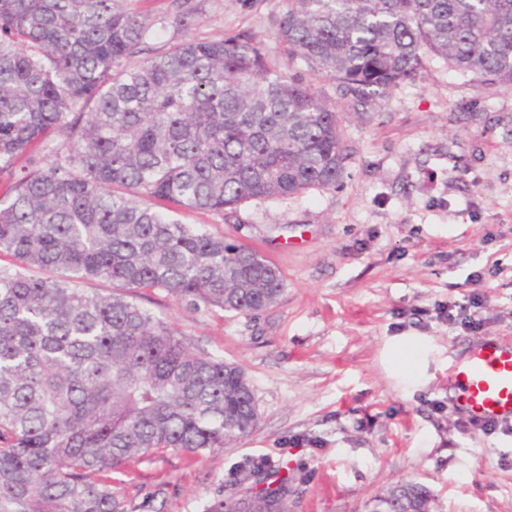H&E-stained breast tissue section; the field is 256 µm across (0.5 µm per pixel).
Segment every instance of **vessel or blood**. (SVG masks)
<instances>
[{
    "label": "vessel or blood",
    "mask_w": 512,
    "mask_h": 512,
    "mask_svg": "<svg viewBox=\"0 0 512 512\" xmlns=\"http://www.w3.org/2000/svg\"><path fill=\"white\" fill-rule=\"evenodd\" d=\"M449 382L455 408L476 424H512V340L485 341L465 362L453 365Z\"/></svg>",
    "instance_id": "obj_1"
}]
</instances>
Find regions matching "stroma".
<instances>
[{"label":"stroma","instance_id":"35a3bbf8","mask_svg":"<svg viewBox=\"0 0 512 512\" xmlns=\"http://www.w3.org/2000/svg\"><path fill=\"white\" fill-rule=\"evenodd\" d=\"M196 2L197 27L158 29L154 49L248 32L284 60L271 23L282 0ZM424 64L363 106L311 78L350 152L338 186L245 202L230 224L180 213L271 258L285 289L253 316L143 295L192 345L245 370L259 421L222 452L169 450L114 474L126 512H205L256 466L273 486L295 470L290 512H370L405 480L429 490L432 512H512V437L462 434L448 384L471 347L512 337V86ZM475 300L481 329L446 320ZM395 336L429 337L428 385L392 376Z\"/></svg>","mask_w":512,"mask_h":512}]
</instances>
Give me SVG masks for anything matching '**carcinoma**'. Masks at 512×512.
<instances>
[{"label":"carcinoma","instance_id":"obj_1","mask_svg":"<svg viewBox=\"0 0 512 512\" xmlns=\"http://www.w3.org/2000/svg\"><path fill=\"white\" fill-rule=\"evenodd\" d=\"M126 2L0 0V512H124L121 465L222 451L257 426L244 369L138 299L246 316L277 303L272 261L176 214L229 221L341 182L338 112L290 63L357 103L419 79L428 55L512 84V0H285L286 63L247 32L147 57L155 24ZM196 21L192 0H170L167 23ZM295 480L206 512H288ZM430 503L398 482L372 512Z\"/></svg>","mask_w":512,"mask_h":512}]
</instances>
